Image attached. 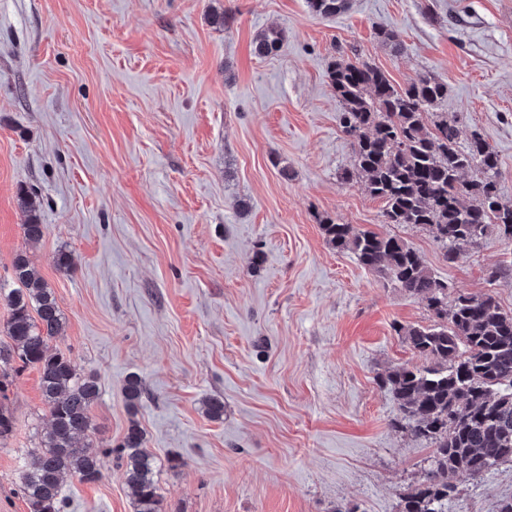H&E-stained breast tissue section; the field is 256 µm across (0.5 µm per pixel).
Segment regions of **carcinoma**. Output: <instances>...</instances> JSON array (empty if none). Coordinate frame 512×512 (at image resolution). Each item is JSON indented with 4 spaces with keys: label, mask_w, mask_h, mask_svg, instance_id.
<instances>
[{
    "label": "carcinoma",
    "mask_w": 512,
    "mask_h": 512,
    "mask_svg": "<svg viewBox=\"0 0 512 512\" xmlns=\"http://www.w3.org/2000/svg\"><path fill=\"white\" fill-rule=\"evenodd\" d=\"M311 11L333 17L350 0H307ZM283 32L267 28L256 36L254 53L277 54ZM331 86L340 103L339 121L352 140L354 165L342 174L361 178L367 192L385 203L384 222L428 227L454 263L465 247L491 233L512 243V204L502 202L496 153L478 132L459 141L457 126L439 115L432 126L425 115L448 93L427 75L396 88L384 72L366 62H335ZM467 170L477 176L463 178ZM27 213L22 225L27 242L45 235L39 206L19 198ZM332 247L352 253L359 264L407 295L426 302L435 316L429 326L400 329L421 366H399L382 382L390 387L402 417L394 426L431 446L421 480L403 497L400 512H448L458 473L481 479L502 462L512 461V311L491 294H459L448 299V282L437 278L423 257L405 241L328 219L323 224ZM21 284L6 295L11 317L10 345L0 344V395L6 396L14 359L38 371L40 390L50 412L41 447L20 473V491L29 512H63L61 485L68 473L81 481L101 478L99 451L83 442L92 428L90 409L99 397L98 379L49 342L62 335L65 318L51 288L35 276L25 253L13 258ZM147 394L144 381L131 375L124 396L134 412ZM145 438L131 422L120 444L126 484L134 512H163L153 479L154 460Z\"/></svg>",
    "instance_id": "cac0c4a2"
}]
</instances>
